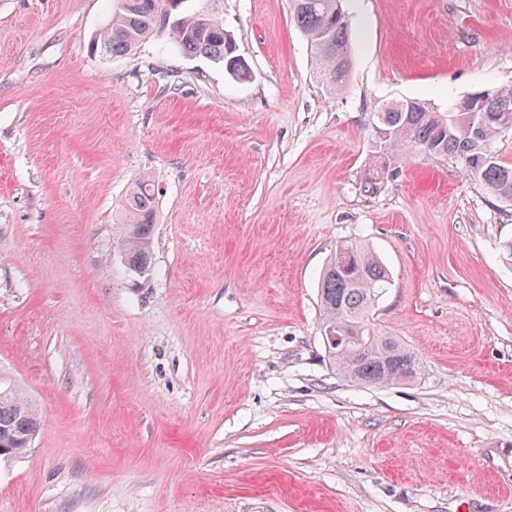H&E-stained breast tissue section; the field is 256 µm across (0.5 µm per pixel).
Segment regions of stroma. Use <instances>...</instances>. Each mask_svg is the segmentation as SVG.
<instances>
[{"mask_svg": "<svg viewBox=\"0 0 512 512\" xmlns=\"http://www.w3.org/2000/svg\"><path fill=\"white\" fill-rule=\"evenodd\" d=\"M332 94L289 0L213 9L252 77L169 32L94 51L114 0H0V382L36 404L0 512H512V205L412 155L363 191L371 120L512 84V0H344ZM149 176L153 259L119 248ZM361 242L414 382L341 378L320 273Z\"/></svg>", "mask_w": 512, "mask_h": 512, "instance_id": "obj_1", "label": "stroma"}]
</instances>
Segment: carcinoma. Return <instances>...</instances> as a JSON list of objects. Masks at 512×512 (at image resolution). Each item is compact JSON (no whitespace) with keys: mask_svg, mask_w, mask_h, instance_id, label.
<instances>
[{"mask_svg":"<svg viewBox=\"0 0 512 512\" xmlns=\"http://www.w3.org/2000/svg\"><path fill=\"white\" fill-rule=\"evenodd\" d=\"M187 0H117V8L93 48L109 55L131 52L157 32L170 31L180 51L190 57L204 56L222 63L229 58L224 25L207 11L189 13ZM294 24L304 34L317 62L323 85L342 90L352 66L349 19L341 0H291ZM512 86L493 90L473 112H438L420 102L395 101L375 113L373 123L384 131L385 158L401 170L406 155L417 153L435 159H454L468 176L480 182L502 202L512 204V164L490 149V143L512 124ZM155 187L147 179L135 181L124 210L126 234L121 251L128 265L148 268L156 220ZM350 263L336 266L330 258L319 286L323 330L363 337L364 354L353 348L325 346L328 358L343 378L358 384L384 386L418 377L422 363L398 337L375 323V303L390 282L389 271L363 245L346 243ZM39 413L13 386L0 384V446L7 457L30 449L40 430Z\"/></svg>","mask_w":512,"mask_h":512,"instance_id":"cac0c4a2","label":"carcinoma"}]
</instances>
